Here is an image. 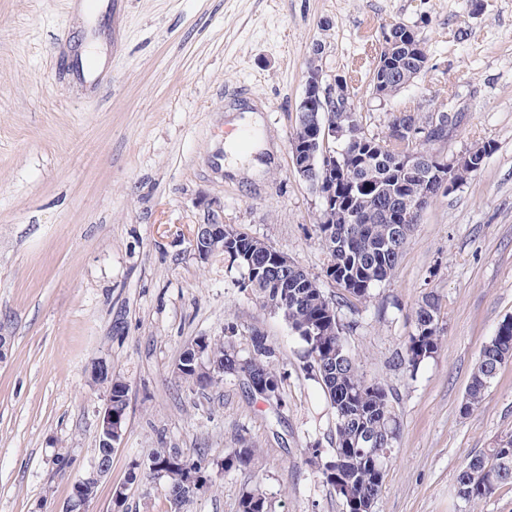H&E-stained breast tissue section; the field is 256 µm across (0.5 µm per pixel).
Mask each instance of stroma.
I'll use <instances>...</instances> for the list:
<instances>
[{"mask_svg":"<svg viewBox=\"0 0 512 512\" xmlns=\"http://www.w3.org/2000/svg\"><path fill=\"white\" fill-rule=\"evenodd\" d=\"M395 23L427 66L382 101L370 70ZM90 49L105 55L98 75L68 68ZM313 57L326 80L352 78L372 132L404 108L444 105L462 117L448 155L492 146L428 206L367 303L325 278L319 200L292 171ZM246 103L261 124L232 165V108ZM212 210L320 278L365 378L392 393L399 438L374 512H512V484L475 505L456 495L461 469L512 437V360L459 411L483 345L512 317V0H0V512H64L97 456L100 363L127 383L128 409L89 512H111L119 487L125 512H240L256 485L271 512H346L306 454L333 448L336 414L302 343L239 291L223 255L192 249ZM431 292L440 347L414 370L400 358ZM255 331L276 349L281 405L233 376L206 389L176 378L198 337L245 358ZM242 441L257 450L251 468L214 472L182 509L162 479L127 480L153 449L214 463Z\"/></svg>","mask_w":512,"mask_h":512,"instance_id":"stroma-1","label":"stroma"}]
</instances>
